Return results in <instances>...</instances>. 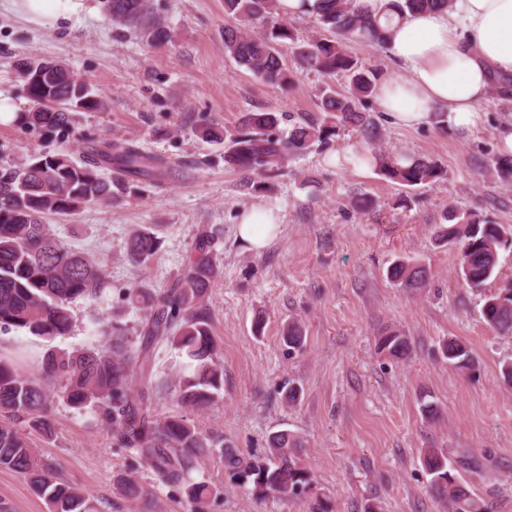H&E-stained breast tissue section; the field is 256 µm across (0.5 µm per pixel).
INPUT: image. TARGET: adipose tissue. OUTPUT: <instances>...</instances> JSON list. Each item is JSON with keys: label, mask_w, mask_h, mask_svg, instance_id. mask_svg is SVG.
<instances>
[{"label": "adipose tissue", "mask_w": 512, "mask_h": 512, "mask_svg": "<svg viewBox=\"0 0 512 512\" xmlns=\"http://www.w3.org/2000/svg\"><path fill=\"white\" fill-rule=\"evenodd\" d=\"M386 51L399 72L376 92L395 125L414 128L443 111L449 126L471 131L493 77L512 78V0H451L447 10L406 16L390 30ZM279 230L277 210L255 205L237 232L259 251Z\"/></svg>", "instance_id": "obj_1"}]
</instances>
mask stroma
<instances>
[{
  "label": "stroma",
  "mask_w": 512,
  "mask_h": 512,
  "mask_svg": "<svg viewBox=\"0 0 512 512\" xmlns=\"http://www.w3.org/2000/svg\"><path fill=\"white\" fill-rule=\"evenodd\" d=\"M78 2L70 19L51 22L29 18L21 0H0V94L17 111L29 109L15 70L27 56L64 64L104 104L78 113L63 139L0 124V164L59 149L78 158L87 140L112 138L133 140L167 161L169 172L113 203L48 217L56 235L99 263L110 282L100 299L73 304L72 330L58 346L103 345L115 314L136 332L141 315L126 309L120 289L168 285L198 225H212L220 273L208 306L224 388L218 402L188 416L246 459L265 456L272 432L301 437L299 458L312 469L315 488L290 500L263 498L208 456L191 473L218 490L205 512H310L318 496L334 512H365L371 504L381 512H449L428 488L423 456L432 448L447 455L493 512H512V380L503 375L512 363V331L488 325L481 314L485 295L512 283V252L501 251L496 277L478 292L456 278L459 246L436 239L451 207L512 226V177L496 169V129L512 116V96L491 91L480 122L465 134L437 118L401 128L372 106V143L342 128L332 148L290 161L267 191L255 193L225 164L223 144L197 139L195 125L207 120L231 130L245 113L270 108L298 117L316 111L325 84L347 92L346 80L303 69L290 53L284 62L291 85L239 70L224 52V0H155L170 34L155 47L113 28L100 0ZM391 150L431 157L441 178L409 191L384 179L376 165L360 170L351 161L361 152ZM262 203L279 208L281 224L257 252L240 240L237 224L243 210ZM140 224L153 227L162 243L152 261L137 266L127 262L123 243ZM402 258L430 269L425 288L408 294L389 279L388 268ZM292 319L306 330L298 352L281 340ZM393 329L413 341L409 360L377 351L378 336ZM451 336L471 348L473 373L442 358L441 341ZM43 353L31 334L0 333V355L16 360L21 373H35ZM291 386L301 390L292 407L283 400ZM50 388L54 435L32 434L33 445L45 464L89 492L100 512H196L183 489L160 484L107 426L70 408L61 382ZM428 402L438 406L436 418L425 416ZM127 475L139 483L140 497L117 495L115 481ZM0 512L49 510L24 475L0 468Z\"/></svg>",
  "instance_id": "stroma-1"
}]
</instances>
